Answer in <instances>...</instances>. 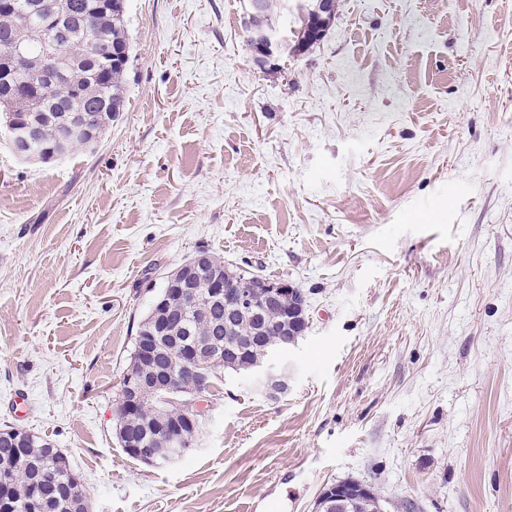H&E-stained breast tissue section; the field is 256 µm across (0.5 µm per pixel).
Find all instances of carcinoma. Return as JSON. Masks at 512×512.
<instances>
[{"label": "carcinoma", "mask_w": 512, "mask_h": 512, "mask_svg": "<svg viewBox=\"0 0 512 512\" xmlns=\"http://www.w3.org/2000/svg\"><path fill=\"white\" fill-rule=\"evenodd\" d=\"M57 0H0V48L12 42L27 46V55L15 71L12 88L0 93V111L15 114L23 125H33L32 134L40 147L38 160L46 162L61 151L95 141L112 122L110 112L124 110L126 73L129 60L112 57V50L122 47L130 52L125 10L103 11L96 0H65L70 15L68 37L60 42L63 73L52 81L39 78L42 43L38 33L47 30L49 15ZM310 11L294 17L292 36L295 48L307 50L315 45L310 39L319 16ZM269 353L287 350L291 337L282 331L276 317L263 318ZM224 307L202 301L191 314L189 326L194 335L210 337L224 332ZM245 359L222 358L189 375L181 356L171 351L162 366L186 378L185 387L196 386L200 395L209 393L222 368L241 369ZM160 414L159 406L147 407L128 416L118 427V438L142 433L141 422ZM181 425L179 452L186 453L199 427L193 411L171 407L166 411ZM19 448L9 435H0V474L14 469L18 457L28 458L29 473L25 480L0 484V512H76L84 502L80 483L61 485L55 476L61 467L70 465L68 455L47 436L27 433Z\"/></svg>", "instance_id": "1"}]
</instances>
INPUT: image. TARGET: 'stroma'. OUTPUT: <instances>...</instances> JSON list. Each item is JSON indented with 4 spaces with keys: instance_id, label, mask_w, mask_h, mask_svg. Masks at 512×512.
Wrapping results in <instances>:
<instances>
[{
    "instance_id": "1",
    "label": "stroma",
    "mask_w": 512,
    "mask_h": 512,
    "mask_svg": "<svg viewBox=\"0 0 512 512\" xmlns=\"http://www.w3.org/2000/svg\"><path fill=\"white\" fill-rule=\"evenodd\" d=\"M257 66L243 0H126V105L94 145L0 128V426L67 453L89 512H512V0H337ZM306 299L288 391L221 371L188 452L115 434L139 322L197 248ZM26 396V414L14 400ZM307 1H310V11L302 13V14H298L297 16H294V22H292L293 26H291L290 22H289V26L291 28H293L292 36L294 37V45H295L296 52H299V48H301L302 50L306 49V51H307L309 48H311L312 46H314L316 44V42H314L310 39V36L313 32V29H314L316 23L320 19V17L317 14L312 12V10L315 8L316 1H318L317 6H316V11L319 14H324V13L329 14L330 12L334 13L335 8H336V2L334 0H307ZM307 1H303V0L286 1V3L284 4L285 14L288 13V10H289V12H294V11L302 9ZM323 17L326 18L325 25H326V29L328 30L331 21L334 19V14L323 15ZM316 31H318V32H316ZM325 33H326V30L324 29L323 23L321 21H319L318 26L315 28V31L312 34V39H314V40L317 39V41L319 39V41H321V39L323 38ZM158 434L165 435L164 437L153 436L155 442H160L158 448H149L151 445L142 440L137 446L133 448L140 458L148 465H158L162 462H169L175 456L170 453L171 448L178 446V440L175 435L168 433V428L164 422L155 429ZM371 490L373 491L372 487L370 489L364 484L338 482L321 493L316 501L314 511H322L321 509L324 508V512H336V510L327 511L332 507L340 508L343 511H353L356 505L362 504L363 497H365L363 505L357 509L359 512H386L383 500L379 496L366 497L371 494Z\"/></svg>"
}]
</instances>
